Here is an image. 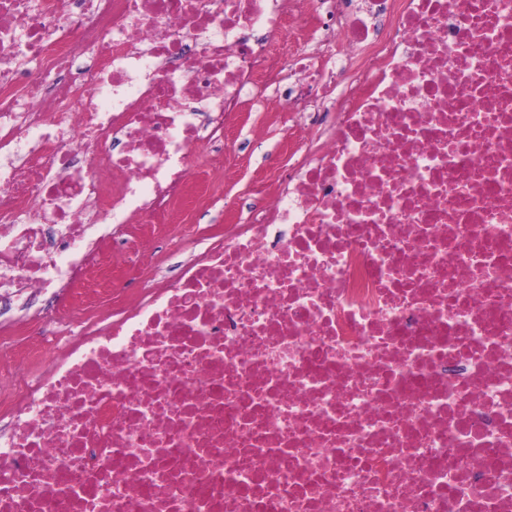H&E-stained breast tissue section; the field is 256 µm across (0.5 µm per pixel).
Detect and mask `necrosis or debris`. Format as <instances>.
Returning <instances> with one entry per match:
<instances>
[{"label":"necrosis or debris","mask_w":512,"mask_h":512,"mask_svg":"<svg viewBox=\"0 0 512 512\" xmlns=\"http://www.w3.org/2000/svg\"><path fill=\"white\" fill-rule=\"evenodd\" d=\"M282 98L288 170L173 281ZM0 512H512V0H0ZM201 249L202 245L189 244L179 252L164 251L160 253L157 260L159 274L166 277L176 276L180 266L198 254Z\"/></svg>","instance_id":"4bbe7bcc"}]
</instances>
